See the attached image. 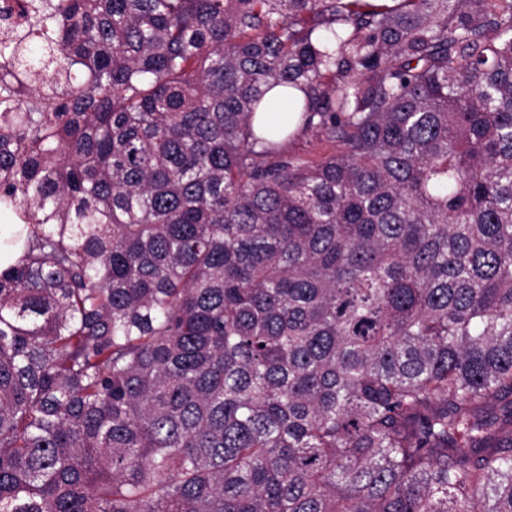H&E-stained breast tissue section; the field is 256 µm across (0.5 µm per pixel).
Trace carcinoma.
<instances>
[{"instance_id":"1","label":"carcinoma","mask_w":512,"mask_h":512,"mask_svg":"<svg viewBox=\"0 0 512 512\" xmlns=\"http://www.w3.org/2000/svg\"><path fill=\"white\" fill-rule=\"evenodd\" d=\"M17 2L0 512H512V0ZM271 96V97H270ZM270 97L269 105L267 108V113H257L255 120V128L258 129L259 126V114H271L272 112L275 114H279L280 124L288 123V133L292 132L296 129L299 124V116L301 112H288L286 107L288 104V109L290 110V99L292 94H290V90L288 94L283 90L277 88L266 96V99ZM337 148V143L328 141L315 129H308L288 141V153L299 155L314 163L334 154Z\"/></svg>"}]
</instances>
